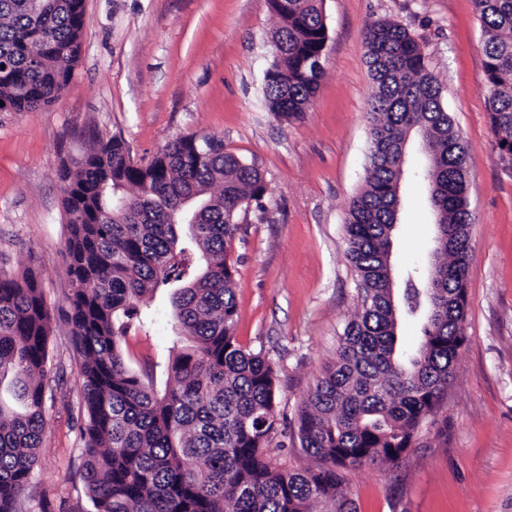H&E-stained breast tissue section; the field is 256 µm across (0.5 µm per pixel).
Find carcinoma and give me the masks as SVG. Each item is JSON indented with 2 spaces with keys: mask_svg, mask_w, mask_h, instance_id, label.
<instances>
[{
  "mask_svg": "<svg viewBox=\"0 0 512 512\" xmlns=\"http://www.w3.org/2000/svg\"><path fill=\"white\" fill-rule=\"evenodd\" d=\"M473 2L486 108L499 157L512 160V0ZM322 3L269 0L277 28L264 96L285 121L301 118L319 89ZM83 15L84 0H0V101L9 111L37 110L66 90ZM364 45L374 83L368 167L344 222L361 308L298 410L297 438L312 466L290 468L272 455L280 427L274 365L236 337L228 252L240 212L265 192L260 170L224 150L222 138L192 134L145 163L115 135L61 171L70 324L82 360L81 478L97 512H358L346 473L399 462L454 381L472 260L467 147L403 25L367 22ZM409 132L440 223L431 263L399 286L390 257ZM158 293L173 312L162 389L151 372L130 371L122 352L144 299ZM403 317L422 321L411 349L398 340ZM50 335L36 277L1 269L0 382L13 375L25 411L0 404V512H21L42 446Z\"/></svg>",
  "mask_w": 512,
  "mask_h": 512,
  "instance_id": "carcinoma-1",
  "label": "carcinoma"
}]
</instances>
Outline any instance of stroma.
Returning a JSON list of instances; mask_svg holds the SVG:
<instances>
[{"label": "stroma", "mask_w": 512, "mask_h": 512, "mask_svg": "<svg viewBox=\"0 0 512 512\" xmlns=\"http://www.w3.org/2000/svg\"><path fill=\"white\" fill-rule=\"evenodd\" d=\"M328 41L317 97L303 119L265 106L277 25L268 0H84L82 53L58 101L0 112V268L34 271L52 317L43 445L23 512H96L81 479L80 357L69 321L63 167L119 135L134 160L177 136L223 138L262 172L266 191L239 216L229 259L236 269L239 343L263 351L278 378L286 435L279 460L309 458L290 443L297 408L360 302L345 258L344 220L368 166L373 93L366 22L408 28L467 147L473 257L466 337L455 380L398 465L347 474L358 512H512V161L500 159L485 104L483 31L473 0H323ZM434 218L407 171L393 238L395 276L425 266ZM150 321L130 331L125 362L164 382L172 309L154 296Z\"/></svg>", "instance_id": "stroma-1"}]
</instances>
